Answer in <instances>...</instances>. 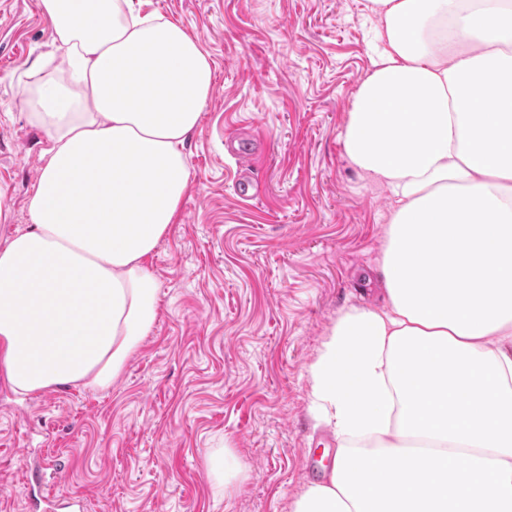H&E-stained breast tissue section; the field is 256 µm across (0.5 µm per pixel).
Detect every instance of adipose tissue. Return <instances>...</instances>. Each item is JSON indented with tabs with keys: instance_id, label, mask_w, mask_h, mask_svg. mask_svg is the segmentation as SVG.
Segmentation results:
<instances>
[{
	"instance_id": "1",
	"label": "adipose tissue",
	"mask_w": 512,
	"mask_h": 512,
	"mask_svg": "<svg viewBox=\"0 0 512 512\" xmlns=\"http://www.w3.org/2000/svg\"><path fill=\"white\" fill-rule=\"evenodd\" d=\"M22 73L46 134L30 227L0 249V368L21 394L112 386L151 331L146 259L190 190L210 54L135 0H37ZM375 57L339 132L389 192L383 307L308 366L337 443L292 512H512V0H367Z\"/></svg>"
}]
</instances>
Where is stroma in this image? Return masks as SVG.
<instances>
[{
  "label": "stroma",
  "instance_id": "35a3bbf8",
  "mask_svg": "<svg viewBox=\"0 0 512 512\" xmlns=\"http://www.w3.org/2000/svg\"><path fill=\"white\" fill-rule=\"evenodd\" d=\"M35 2L0 0V248L31 225L45 144L18 80L50 41ZM364 2L143 0L215 71L183 148L190 193L147 259L159 315L109 389H0V512H25L28 467L85 512H291L328 470L336 443L309 412L307 367L342 309L382 301L388 195L339 141L371 68ZM230 134L253 150L255 197L235 191ZM226 449L248 465L227 497L207 466Z\"/></svg>",
  "mask_w": 512,
  "mask_h": 512
}]
</instances>
